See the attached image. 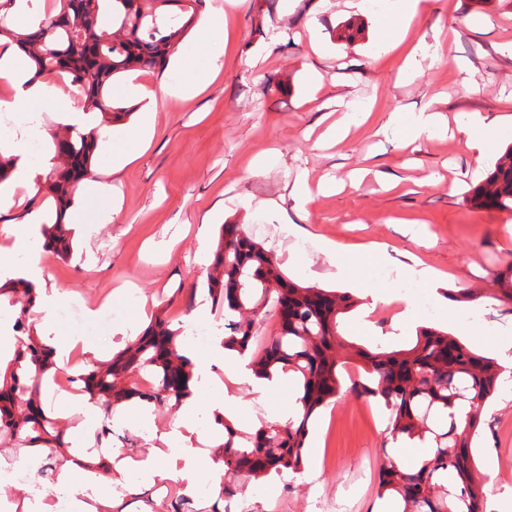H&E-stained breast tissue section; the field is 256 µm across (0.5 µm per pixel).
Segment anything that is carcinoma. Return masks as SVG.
Here are the masks:
<instances>
[{"instance_id": "obj_1", "label": "carcinoma", "mask_w": 512, "mask_h": 512, "mask_svg": "<svg viewBox=\"0 0 512 512\" xmlns=\"http://www.w3.org/2000/svg\"><path fill=\"white\" fill-rule=\"evenodd\" d=\"M37 21L12 30L0 24V38L17 44L29 59L27 83L50 75L81 90L84 107L115 123L130 113L114 96V80L133 70H162L182 44L205 0H50ZM64 142L70 166L58 163L42 176L32 203L43 208L44 246L64 259L72 240L65 213L82 181L94 177L97 140L78 125L52 135L58 159ZM467 202L476 209L512 210V147L497 159ZM494 299L512 303V263L496 275ZM206 285L215 310L229 329L224 349L246 361L257 376L282 371L296 387L301 411L281 423L262 421L251 432L216 417L224 428V470L250 484L285 472L303 470L309 426L317 412L347 390L374 399L389 411L387 432L405 436L430 449L420 466L403 463L384 447L377 496L402 505L399 512H485L484 499L469 485L472 440L490 398L497 391L502 366L482 351L425 323L416 326L401 348L365 347L345 329L352 295L304 285L286 277L273 251L255 241L240 224L221 226ZM22 293L28 306L13 316V330L28 331L34 288L19 278L0 287V297ZM288 304V319L278 331L257 339L259 323L271 309ZM183 329L158 316L141 336L107 363L81 371L76 383L103 411L95 437L112 436L110 408L136 397L157 411L178 408L195 389L193 364L185 355ZM22 378L0 385V439L19 448L44 449L42 461L55 468L58 449L67 447L57 422L40 400L41 376L50 349L31 336L18 340L12 359ZM149 371L155 384L130 387L135 373ZM241 487L227 483L209 512H224V501Z\"/></svg>"}]
</instances>
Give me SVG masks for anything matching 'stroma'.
Wrapping results in <instances>:
<instances>
[{"label": "stroma", "mask_w": 512, "mask_h": 512, "mask_svg": "<svg viewBox=\"0 0 512 512\" xmlns=\"http://www.w3.org/2000/svg\"><path fill=\"white\" fill-rule=\"evenodd\" d=\"M205 18L198 12L164 71L122 76V85L141 82L158 95L152 102L125 98L130 114L113 124L111 142L97 148L94 172L110 186L116 216L106 224H74L71 255L54 261L60 306L73 304L79 291L111 285H134L148 299L141 308L122 295L96 317H82L86 365L110 359L159 315L176 326L188 318L216 324L210 308L202 317L195 312L211 302L201 246H216L224 224L244 225L262 242V225L290 222L297 226L291 245L274 249L282 270L306 284L350 292L356 305L346 323L359 343L396 349L429 322L502 359L507 337L486 335L471 313L512 321V304L493 298L496 273L512 261V211L470 208L466 195L512 146V58L499 51L512 42V0H438L437 11L405 33L386 0H367L358 10L344 0H244L224 41L213 38ZM349 25L357 35L347 43L338 30ZM419 41L440 46L441 57L421 61L409 77L404 59ZM214 59L219 73L201 93L164 95L189 69ZM316 79L322 89L312 102ZM339 95L358 107L361 120L343 140L325 142L321 135L337 119ZM145 110L155 121L144 151L113 171L126 133ZM430 110L453 127L474 113L498 118L499 139L481 157L460 136H423L407 145L381 132L392 114ZM264 156L269 166L256 169ZM357 169L367 177L350 182ZM322 178L344 187L302 201L297 183ZM370 253L380 262L367 263ZM391 268L414 284L419 270L431 273L433 314L396 298L385 276ZM462 288L471 290L472 301H450L449 293ZM222 368L227 385L195 390L196 423L209 420L218 403L228 419L250 429L295 400L290 382L261 397L232 363ZM388 417L382 404L340 393L316 417L303 472L246 487L252 512H314L321 497L382 447ZM181 418L173 409L147 422L113 425L112 445L126 457L146 455L156 433ZM505 450L512 452V387L503 384L483 413L473 448L471 485L486 491L487 512H502L503 502L512 501V480L500 479L497 468ZM102 491L112 512H127L131 503L142 512H173L155 487L132 475L120 491L107 483Z\"/></svg>", "instance_id": "obj_1"}]
</instances>
